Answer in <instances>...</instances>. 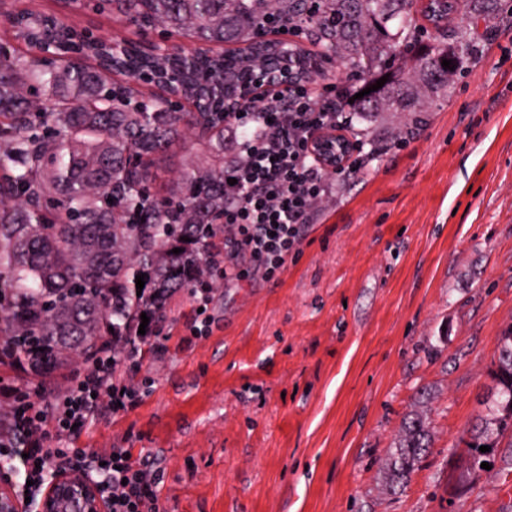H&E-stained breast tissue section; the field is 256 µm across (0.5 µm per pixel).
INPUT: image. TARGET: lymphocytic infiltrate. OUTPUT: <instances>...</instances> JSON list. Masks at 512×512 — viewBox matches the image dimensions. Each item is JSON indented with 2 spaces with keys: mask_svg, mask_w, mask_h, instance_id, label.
<instances>
[{
  "mask_svg": "<svg viewBox=\"0 0 512 512\" xmlns=\"http://www.w3.org/2000/svg\"><path fill=\"white\" fill-rule=\"evenodd\" d=\"M258 107L224 116L225 127L252 128L253 133L224 166V243L217 262L207 270L193 295L200 308L211 303L209 280L221 275L225 285L254 276L270 280L299 252L303 232L313 222L312 204L329 193L336 173L313 153L315 140L327 131L350 125L337 99L304 84L271 89L258 96ZM248 257L249 267L238 263ZM141 348L125 349L114 358L111 345L84 361L81 370L49 403L39 389L6 386L0 394L12 402L0 427V463L20 462L30 494H37L49 476L69 469L87 471L98 483L108 512H165L156 478L147 459L131 449L99 456L86 448L67 447L77 426L86 425L96 408H133L135 392L117 376L121 363L138 366Z\"/></svg>",
  "mask_w": 512,
  "mask_h": 512,
  "instance_id": "lymphocytic-infiltrate-1",
  "label": "lymphocytic infiltrate"
}]
</instances>
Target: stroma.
<instances>
[{
    "label": "stroma",
    "mask_w": 512,
    "mask_h": 512,
    "mask_svg": "<svg viewBox=\"0 0 512 512\" xmlns=\"http://www.w3.org/2000/svg\"><path fill=\"white\" fill-rule=\"evenodd\" d=\"M64 18L115 42L156 40L95 0H0V46L32 56L12 17ZM482 54L395 141L338 175L278 279L215 281L210 335L191 291L157 327L164 354L121 366L139 401L72 439L154 459L167 512H512V440L471 467L472 427L512 325V16L479 20ZM428 393L433 444L407 487L384 463Z\"/></svg>",
    "instance_id": "1"
}]
</instances>
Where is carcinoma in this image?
<instances>
[{"label":"carcinoma","instance_id":"carcinoma-1","mask_svg":"<svg viewBox=\"0 0 512 512\" xmlns=\"http://www.w3.org/2000/svg\"><path fill=\"white\" fill-rule=\"evenodd\" d=\"M142 28L166 30L210 44L244 45L275 65L260 32L277 25L305 29L325 58L348 71L340 107L360 124L378 112H395V136L410 135L432 96L448 92L476 55L478 20L503 0H468L469 27H450L459 0L436 5L430 18L448 45L420 52L428 33L415 16L416 0H106ZM40 38L65 39L70 28L35 16ZM96 60L63 57L0 61V343L3 355L47 377L90 357L105 336L116 348L143 339L144 309L154 322L167 318L176 292L193 288L202 264L217 248L224 215V74L243 77L237 52H201L193 61L177 53L160 61L130 42L117 57L87 49ZM451 61V68L442 66ZM153 69L165 85L169 71L184 75L182 93L204 103L198 112H175L168 97L131 106L137 74ZM125 76L118 81L116 75ZM382 88L356 99L376 84ZM27 86L53 102L51 112L29 110L18 96ZM187 137L204 144L209 163L185 164L176 179L153 193L151 184L172 144ZM174 248L183 252L175 254ZM144 275L142 292L136 276ZM496 391L471 431L473 466L490 461L512 432V325L500 336L493 370ZM431 447L427 413L414 410L388 449L385 478L405 486Z\"/></svg>","mask_w":512,"mask_h":512}]
</instances>
